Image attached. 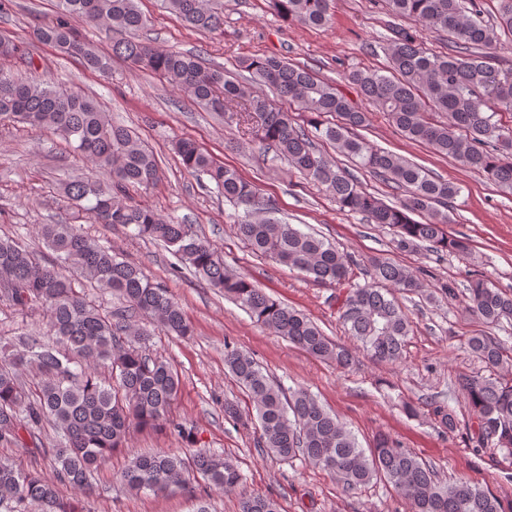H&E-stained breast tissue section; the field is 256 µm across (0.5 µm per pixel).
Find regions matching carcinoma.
I'll use <instances>...</instances> for the list:
<instances>
[{
  "label": "carcinoma",
  "mask_w": 512,
  "mask_h": 512,
  "mask_svg": "<svg viewBox=\"0 0 512 512\" xmlns=\"http://www.w3.org/2000/svg\"><path fill=\"white\" fill-rule=\"evenodd\" d=\"M192 31L213 33L224 24L223 0H162ZM397 17H412L423 28L453 39L452 52H433L412 34L394 28L386 51L391 75L376 69L354 70L347 81L378 111L387 113L411 140L430 146L463 167L512 191V132L496 116L512 112V70L491 64L500 47L499 32L512 35V0H498L495 20L480 16L477 0H387ZM55 22L37 27L34 38L53 45L61 56L87 68L108 72L112 58L157 74L194 105L234 114L239 125L252 126L263 150L282 157L317 182L341 210L358 213L371 224L395 231L401 251L428 244L435 253L462 252L463 241L451 236L452 203L459 187L430 175L421 166L354 133L369 121L339 88L308 68L278 56L244 58L238 67L296 107L288 112L224 71L204 66L193 53L162 50L139 38L149 19L139 0H57ZM282 18L322 27L331 21V0H271ZM74 16L93 26L117 29L124 37L101 52L69 25ZM32 65L33 57L14 37L0 33V125L29 124L51 130L77 157L103 176L98 181L71 179L62 197L95 223L134 229L146 241L162 244L178 261L207 283L233 298L262 327L312 357L346 368L352 350L330 337L306 315L281 304L248 277L224 267L207 240L189 224H177L151 207L131 201L129 189L148 190L159 180V166L127 126L115 124L94 96L63 91L53 77H15L5 67L16 60ZM448 116V123L427 120V109ZM333 116L336 122L325 120ZM333 145L342 156L402 192L388 205L367 192L348 170L322 152L317 142ZM187 172L207 180L224 199L251 203L235 220L249 249L313 281L339 290L341 321L374 361L401 359L410 321L394 293H413L422 285L404 265L370 258L354 281L357 262L323 235L304 232L276 216L255 184L236 169L217 162L190 139L175 144ZM424 216L417 221L413 216ZM37 234L51 252L40 259L17 237L0 235V294L18 311L39 310V328L16 337V349L0 360V446L34 448L53 455L54 470L43 475L11 462H0V512H86L83 499L94 493L92 478L112 453L125 446L136 426H160L189 447L192 433L171 416L180 378L165 361L147 353L148 337L135 323L151 317L160 327L185 337L192 329L167 289L144 270L74 224H39ZM118 295L124 309L104 313L86 288ZM466 310L489 328L512 323V289L496 287L477 274L470 280ZM468 351L488 368L487 376L461 375L466 406L478 419L473 450L493 447L512 452V349L487 331L466 340ZM224 366L251 398L257 422L255 447L288 462L301 457L334 475L347 491L380 478L409 504L410 512H503L500 499L458 479L441 484L432 467L397 441L378 436L365 450L335 415L304 390L287 391L264 372L250 353L225 345ZM39 378L38 389H26L24 377ZM434 414L443 433L454 432L456 413L437 405ZM54 432L51 447L40 440ZM200 475L215 490L233 491L243 482L230 459L206 450L160 451L133 458L120 481L135 493H165ZM81 498L65 500L60 487ZM239 512H281L267 496L245 495Z\"/></svg>",
  "instance_id": "cac0c4a2"
}]
</instances>
